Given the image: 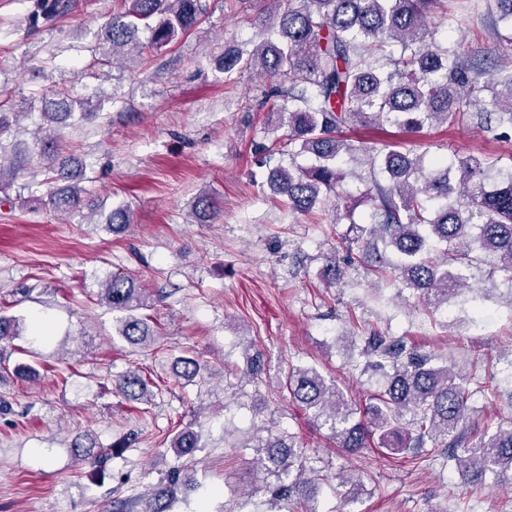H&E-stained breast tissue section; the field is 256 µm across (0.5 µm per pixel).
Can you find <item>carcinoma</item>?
<instances>
[{"label":"carcinoma","mask_w":512,"mask_h":512,"mask_svg":"<svg viewBox=\"0 0 512 512\" xmlns=\"http://www.w3.org/2000/svg\"><path fill=\"white\" fill-rule=\"evenodd\" d=\"M273 15L264 20L265 41L247 52L224 54V73L249 68L269 76L291 79L282 93L288 127V154L306 155L315 164L277 166L269 173L274 194L288 207L309 212L327 204L353 172L344 170L356 150L343 135L350 125H393L418 131L433 122L455 123L471 116L481 103L496 116L498 127L512 137V69L489 71L466 63L455 47L432 39V18L442 0H269ZM118 8L101 28L105 55L130 59L169 45L198 25L207 7L203 0H115ZM70 0H35L32 25L68 12ZM150 31L140 43L139 27ZM491 94L485 100L483 93ZM52 112L42 113L50 128L67 126L74 119L66 100L50 99ZM55 140L37 137L24 150L13 149L0 159V190L39 157L50 158ZM369 176L361 178L365 191L360 201L372 209L373 222L361 229L362 254L383 263L382 250H391L403 287L418 295L433 313L442 311L467 288L462 269L486 266V278L509 287L512 307V168L505 170L489 154L439 158L425 166L421 155L381 149L367 151ZM49 176L32 185L50 186L48 203L60 213L82 205L81 189L73 184L77 170L63 162L45 167ZM112 232L131 224L125 206L112 209L106 220ZM114 312L116 332L128 345L148 349L158 331L149 317L138 314L147 307L146 289L132 275H113L102 291ZM18 319L0 315V339L21 335ZM365 369L383 379L370 396L362 416L351 402L312 366L288 367L285 386L304 410L323 419L342 448L357 451L378 436L384 448L399 451L422 448L448 450V458L473 479L486 473H509L512 479V420L488 425L474 444H466L468 401L472 391L467 374L456 364L434 366L432 356L403 338L374 334L365 338ZM175 374L191 381L200 363L179 356ZM125 399L148 401L149 383L128 370L113 376ZM411 420H405V417ZM199 436L191 429L177 433L170 448L177 457L192 458ZM263 447L272 449L277 482L268 487L275 499L295 501L300 512H317L315 482L305 476L302 451L294 436L270 431ZM76 458L103 467L110 454L74 444ZM185 465L169 470L143 512L167 508L191 482Z\"/></svg>","instance_id":"obj_1"}]
</instances>
